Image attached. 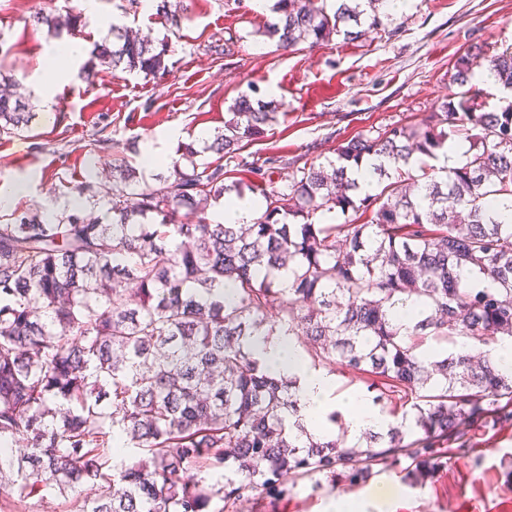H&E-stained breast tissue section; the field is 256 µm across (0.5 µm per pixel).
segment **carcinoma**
Returning <instances> with one entry per match:
<instances>
[{"label":"carcinoma","mask_w":512,"mask_h":512,"mask_svg":"<svg viewBox=\"0 0 512 512\" xmlns=\"http://www.w3.org/2000/svg\"><path fill=\"white\" fill-rule=\"evenodd\" d=\"M388 0H276L278 22L266 32L293 51L335 36L356 40L384 26ZM168 30L189 19L188 6L156 5ZM34 25L59 38L82 35V16L37 13ZM77 77L98 69L163 77L171 52L112 24ZM512 92V47L459 54L450 78L468 90L445 100L421 125L359 134L336 158L310 163L282 189L255 184L265 210L253 224H213L207 207L242 187L224 184V162L242 171L244 142L277 120L272 102L239 96L224 128L203 151L181 148L157 185L125 160L113 164L106 192L111 222L77 210L28 214L0 224V512L13 496L47 489L68 494L99 484L93 498L64 512H237L245 498L288 494V477L341 476L364 482L377 464L411 461L425 478L466 445L463 426L488 418L512 426V372L487 356L451 353L427 362L419 339L463 336L484 344L512 338V222L497 203L512 198V102L487 110L476 71ZM0 78V135L28 126V103ZM463 138L458 166L403 170ZM374 160L371 176L389 180L359 193L351 170ZM338 212L343 224H320ZM288 269L279 287L272 271ZM489 287H481L482 283ZM415 305L413 332L397 321ZM276 306L277 323L267 321ZM297 336L313 362L341 361L368 374L374 401L403 410L386 434L304 442L291 381L274 376L250 347L258 332ZM415 402H409V395ZM30 451L7 454L19 437ZM457 448H452V445ZM142 457L116 468L113 449ZM196 470L199 478L185 473Z\"/></svg>","instance_id":"1"}]
</instances>
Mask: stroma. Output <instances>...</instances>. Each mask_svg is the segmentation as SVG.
I'll use <instances>...</instances> for the list:
<instances>
[{"label":"stroma","mask_w":512,"mask_h":512,"mask_svg":"<svg viewBox=\"0 0 512 512\" xmlns=\"http://www.w3.org/2000/svg\"><path fill=\"white\" fill-rule=\"evenodd\" d=\"M120 2L98 0V21L84 23L82 56L56 72L43 62L47 33L30 18L68 6L82 10L83 0H0V73L19 83L34 114L28 131L0 136V183L26 186L25 195L0 208V222L66 208L104 217L101 206L80 197L82 182L111 185L120 158L153 180L167 166H147L148 142L173 134L180 143L202 146L203 136L223 128L229 106L252 86L259 98L280 103L281 112L241 155L261 166L263 187L279 188L306 163L334 158L344 139L421 124L440 102L459 99L462 89L448 71L470 45L512 47V0H412L390 17L386 31L352 42L336 36L288 53L266 32L274 13L257 11L253 0H192L189 20L173 34L154 13L121 15ZM118 17L151 40L168 39L164 79L108 70L91 83L78 79ZM216 45L224 47L223 58L212 55ZM99 138L111 139V148L94 149ZM343 495L363 512H512V428H487L468 451L451 455L421 481L406 465L380 464L354 485L341 477L320 485L310 478L289 481L286 497L249 500L240 512H336Z\"/></svg>","instance_id":"35a3bbf8"}]
</instances>
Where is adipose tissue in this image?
Instances as JSON below:
<instances>
[{
  "instance_id": "1",
  "label": "adipose tissue",
  "mask_w": 512,
  "mask_h": 512,
  "mask_svg": "<svg viewBox=\"0 0 512 512\" xmlns=\"http://www.w3.org/2000/svg\"><path fill=\"white\" fill-rule=\"evenodd\" d=\"M259 361L275 366L278 375L292 378L298 390L307 420L308 430L321 438L332 437L333 427L328 422L329 413L341 412L351 433L383 428L385 422L372 404L361 395L348 400L336 399L331 375L307 366L295 355L284 336H258L254 339Z\"/></svg>"
}]
</instances>
